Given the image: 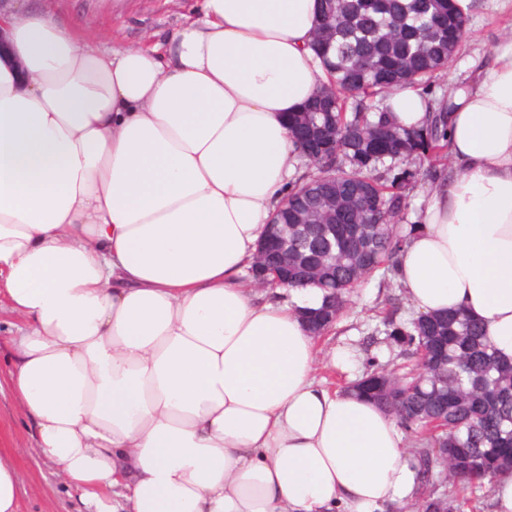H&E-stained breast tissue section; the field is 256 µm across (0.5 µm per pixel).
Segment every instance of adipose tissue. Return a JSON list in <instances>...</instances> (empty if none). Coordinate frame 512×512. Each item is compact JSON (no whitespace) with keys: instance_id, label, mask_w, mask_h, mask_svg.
<instances>
[{"instance_id":"obj_1","label":"adipose tissue","mask_w":512,"mask_h":512,"mask_svg":"<svg viewBox=\"0 0 512 512\" xmlns=\"http://www.w3.org/2000/svg\"><path fill=\"white\" fill-rule=\"evenodd\" d=\"M319 0H204L106 49L82 21L0 7V292L15 410L86 512H406L405 433L316 376V288L246 279L288 192L283 117L327 81ZM418 126L432 100L386 101ZM457 168L399 280L512 362V33L448 109ZM289 301H282V293Z\"/></svg>"}]
</instances>
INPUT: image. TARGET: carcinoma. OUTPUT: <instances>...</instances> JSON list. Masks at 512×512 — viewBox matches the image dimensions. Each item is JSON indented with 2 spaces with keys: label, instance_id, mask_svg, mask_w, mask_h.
<instances>
[{
  "label": "carcinoma",
  "instance_id": "1",
  "mask_svg": "<svg viewBox=\"0 0 512 512\" xmlns=\"http://www.w3.org/2000/svg\"><path fill=\"white\" fill-rule=\"evenodd\" d=\"M466 26L453 0H333L320 14L312 47L331 74L320 95L335 108L304 112L302 121L325 126L331 141L326 157L297 175L270 229H288V266L298 271L290 286L336 299L338 317L364 281L378 275L401 287L399 257L420 225L403 231L397 222L418 181L438 178L435 168L421 169L422 161L447 156L441 109H431L417 128H401L383 101L407 83L445 72L463 44L448 32ZM385 59L396 65L390 77L379 72ZM348 210L358 211L361 223L340 224ZM380 324L400 354L438 353L424 381L412 369L391 373L368 397L415 433L424 487L445 475V458L454 477L476 489L488 476L512 471V363L489 352L481 326L460 311L407 322L395 308Z\"/></svg>",
  "mask_w": 512,
  "mask_h": 512
}]
</instances>
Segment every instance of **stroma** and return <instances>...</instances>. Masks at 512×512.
Listing matches in <instances>:
<instances>
[{"label": "stroma", "instance_id": "obj_1", "mask_svg": "<svg viewBox=\"0 0 512 512\" xmlns=\"http://www.w3.org/2000/svg\"><path fill=\"white\" fill-rule=\"evenodd\" d=\"M30 3L68 18L85 20L91 32H107V47L120 49L147 45L155 35L173 33L183 14L199 11L201 0H30ZM510 21L512 12L496 9L492 0H475L460 53L446 72L422 86V94L432 100L439 99L455 84L466 80L471 61L491 62L500 27ZM390 297L399 298L403 319H414L415 312L402 290L387 287L375 278L353 290L336 324L319 337L322 353L337 349L349 354L348 363H337L335 371L320 370V377L329 387H346L350 377L358 378L371 370H399L402 361L397 348L382 340L374 345L367 342L380 323L378 308ZM0 454L15 460L18 478L25 488L19 512H45L49 507L54 512H75L70 491L35 454L28 425L15 414L12 395L6 388L0 390Z\"/></svg>", "mask_w": 512, "mask_h": 512}]
</instances>
